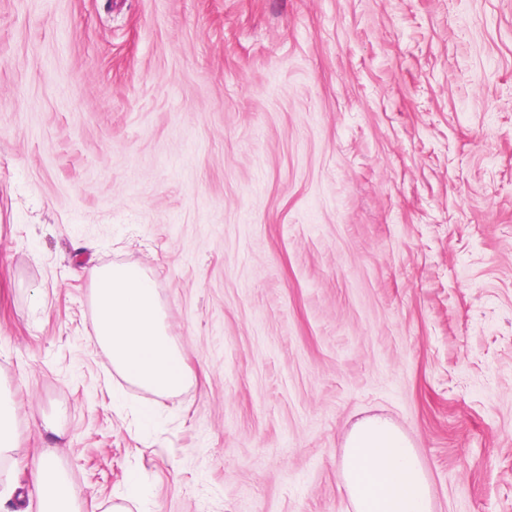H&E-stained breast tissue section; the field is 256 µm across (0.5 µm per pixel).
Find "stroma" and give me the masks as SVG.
Segmentation results:
<instances>
[{
    "label": "stroma",
    "instance_id": "1",
    "mask_svg": "<svg viewBox=\"0 0 512 512\" xmlns=\"http://www.w3.org/2000/svg\"><path fill=\"white\" fill-rule=\"evenodd\" d=\"M153 278L194 382L115 371L84 269ZM0 489L75 512H352L411 440L512 512V0H0ZM12 410L0 400V457L13 450ZM340 473L354 512H433L418 454L402 430L372 417L350 431ZM31 475L34 485L42 493L39 512H72V488L54 456L39 457Z\"/></svg>",
    "mask_w": 512,
    "mask_h": 512
}]
</instances>
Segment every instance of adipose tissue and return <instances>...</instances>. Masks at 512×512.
Masks as SVG:
<instances>
[{"label":"adipose tissue","instance_id":"obj_1","mask_svg":"<svg viewBox=\"0 0 512 512\" xmlns=\"http://www.w3.org/2000/svg\"><path fill=\"white\" fill-rule=\"evenodd\" d=\"M93 286V331L112 365L138 386L162 395L192 376L170 335L155 282L141 267L116 264L87 271ZM340 473L354 512H432V492L418 454L402 430L372 417L350 431ZM32 481L39 512H71L72 488L54 456L39 457Z\"/></svg>","mask_w":512,"mask_h":512}]
</instances>
